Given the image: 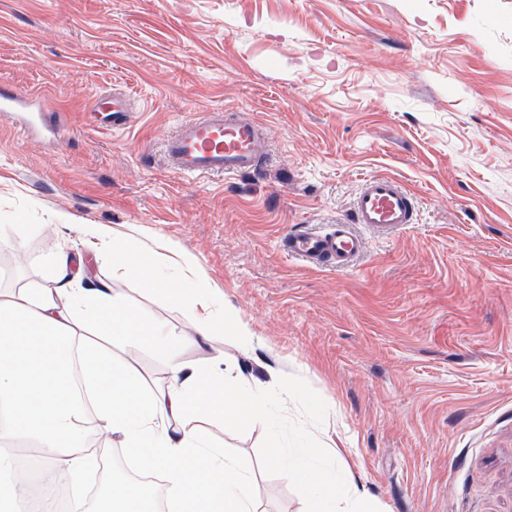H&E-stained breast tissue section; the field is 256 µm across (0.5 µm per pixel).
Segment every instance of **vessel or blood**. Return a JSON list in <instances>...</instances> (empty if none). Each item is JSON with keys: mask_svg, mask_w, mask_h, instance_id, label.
Returning a JSON list of instances; mask_svg holds the SVG:
<instances>
[{"mask_svg": "<svg viewBox=\"0 0 512 512\" xmlns=\"http://www.w3.org/2000/svg\"><path fill=\"white\" fill-rule=\"evenodd\" d=\"M0 113L22 116L21 127L32 133L37 108L32 99L0 88ZM167 165L182 176H229L249 173L267 161L270 142L264 126L221 110L204 113L179 125L163 144ZM354 224L304 229L285 242L289 255L315 267H350L366 247L364 231L385 236L415 223L412 195L387 176L366 178L353 201Z\"/></svg>", "mask_w": 512, "mask_h": 512, "instance_id": "1", "label": "vessel or blood"}]
</instances>
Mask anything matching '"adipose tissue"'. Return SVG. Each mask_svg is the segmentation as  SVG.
Wrapping results in <instances>:
<instances>
[{"label": "adipose tissue", "mask_w": 512, "mask_h": 512, "mask_svg": "<svg viewBox=\"0 0 512 512\" xmlns=\"http://www.w3.org/2000/svg\"><path fill=\"white\" fill-rule=\"evenodd\" d=\"M86 232L101 235L93 226ZM104 238L113 270L158 284L166 269H179L166 293L171 304L191 309L193 331L173 336L163 325L144 322L106 283H92L88 262L63 251L47 262V285L1 297L0 512H21V492L31 483L15 453L21 438L42 448L41 481L69 490V512H257L250 471L213 446L191 420L203 413L230 425L264 423L274 402L294 395V386L285 380L270 388L253 386L226 375L221 364L184 362L183 346L213 333H228L246 348L254 336L246 323L225 313L223 293L199 283L178 251H166L158 239L132 249L125 236ZM97 333L158 350L168 363L167 386L148 390L127 360L91 342ZM75 358L88 397L84 403L71 387ZM89 413L97 435L119 438L143 470L163 473V491L116 482L85 498L81 484L94 462L86 441ZM341 458L336 441L311 435L289 450L269 448L267 463L301 491L307 512H362L365 489L336 483Z\"/></svg>", "instance_id": "1"}]
</instances>
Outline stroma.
Instances as JSON below:
<instances>
[{
  "instance_id": "35a3bbf8",
  "label": "stroma",
  "mask_w": 512,
  "mask_h": 512,
  "mask_svg": "<svg viewBox=\"0 0 512 512\" xmlns=\"http://www.w3.org/2000/svg\"><path fill=\"white\" fill-rule=\"evenodd\" d=\"M0 84L59 129L0 114V289L39 287L86 225L157 236L257 337L188 345L249 382L290 380L274 434L196 425L254 473L258 512H305L264 460L297 434L345 438L343 481L371 512H512V0H0ZM125 131L100 127L111 94ZM218 109L263 123L261 169L181 177L161 147ZM397 179L418 221L369 238L343 270L294 260L285 237L349 220L364 179ZM174 334L159 286L93 268ZM132 108L129 100L115 92L112 93V129L127 127L132 119Z\"/></svg>"
}]
</instances>
